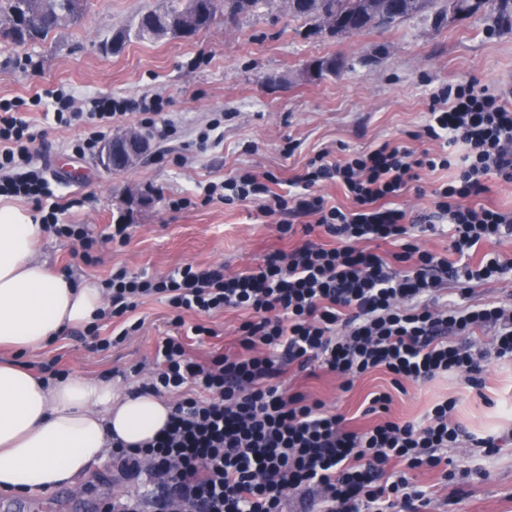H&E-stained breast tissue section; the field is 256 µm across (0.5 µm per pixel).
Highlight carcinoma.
Listing matches in <instances>:
<instances>
[{"label": "carcinoma", "mask_w": 512, "mask_h": 512, "mask_svg": "<svg viewBox=\"0 0 512 512\" xmlns=\"http://www.w3.org/2000/svg\"><path fill=\"white\" fill-rule=\"evenodd\" d=\"M271 0H168V4L140 15L128 28L112 37V48L131 39L146 40L167 35L196 34L211 27L218 12L233 18L250 14ZM288 14L312 21L320 29L329 22L330 31L348 30L362 34L373 28H389L426 10L431 0H381L386 18L377 22L378 7L367 0H282ZM87 0H0V38L14 43L42 38L58 27L74 21ZM462 15L483 13L493 25L512 19V0H455Z\"/></svg>", "instance_id": "cac0c4a2"}]
</instances>
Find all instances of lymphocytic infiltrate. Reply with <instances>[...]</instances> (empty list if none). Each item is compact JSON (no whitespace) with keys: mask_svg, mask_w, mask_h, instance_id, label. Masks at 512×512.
<instances>
[{"mask_svg":"<svg viewBox=\"0 0 512 512\" xmlns=\"http://www.w3.org/2000/svg\"><path fill=\"white\" fill-rule=\"evenodd\" d=\"M133 108L143 127L174 136L158 100L126 104L108 96L90 100L89 111L62 90L29 99H0V197L33 201L48 233L75 240L83 251L95 241L82 224L65 220L68 204L53 201L43 168L35 164L36 137L28 113L49 110L60 127L78 126L72 145L78 157L95 154L112 122ZM428 142L461 146L459 156L417 150L383 141L342 159L329 151L312 157L295 176L292 192L279 193V178L240 169L200 193L170 200L171 208L194 206L196 198L232 205L258 203L277 217L279 236L295 238L285 251L235 274L220 267L184 265L163 277L113 271L104 286L112 317L122 327L110 338L87 333L105 350L137 333L129 321L141 301L161 296L176 325L183 313L211 314L235 309L247 314L239 328L241 355L200 361L188 357L178 336L156 348V370L143 391L173 394L177 400L168 427L139 448L113 442L112 457L130 474L149 471L145 495L106 503L107 512H283L287 493L315 494L328 512H420L429 502L413 470L434 469L442 449L460 441L495 447L491 438H473L455 418V400L436 404L425 422L387 419L391 396L373 394L367 413L379 422L354 431L341 414L300 392L283 388L286 367L304 372L312 364L344 378L346 384L373 371L404 382H428L456 371L471 376L489 360L512 358V303L482 306L448 304V282L485 281L512 272V254L491 252L470 263L473 248L512 238V210L483 203L488 175L512 180V93L488 91L477 81L434 93L425 124L417 133ZM454 169L433 189L431 219L447 222L452 253L421 249L411 239L406 213L394 207L423 170ZM344 189L350 208L328 205L319 189ZM334 238V246L323 237ZM399 244L385 256L378 244ZM451 253V254H452ZM493 328L490 344L474 337Z\"/></svg>","mask_w":512,"mask_h":512,"instance_id":"obj_1","label":"lymphocytic infiltrate"}]
</instances>
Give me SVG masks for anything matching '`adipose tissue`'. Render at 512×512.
Here are the masks:
<instances>
[{"mask_svg": "<svg viewBox=\"0 0 512 512\" xmlns=\"http://www.w3.org/2000/svg\"><path fill=\"white\" fill-rule=\"evenodd\" d=\"M39 215L0 206V348L36 352L105 307V289L52 272L35 254ZM172 403L124 395L111 382L69 376L44 381L23 365L0 362V489L53 490L86 474L113 440L135 448L168 424Z\"/></svg>", "mask_w": 512, "mask_h": 512, "instance_id": "1", "label": "adipose tissue"}]
</instances>
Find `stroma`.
<instances>
[{
	"mask_svg": "<svg viewBox=\"0 0 512 512\" xmlns=\"http://www.w3.org/2000/svg\"><path fill=\"white\" fill-rule=\"evenodd\" d=\"M161 5L162 0H88L79 23L20 45H0L2 99L42 96L56 88L72 94L79 107L100 93L128 101L147 96L178 127L169 138L152 135L141 160L113 173L95 158L73 156L69 146L78 127L62 128L42 112L30 113L56 200H86L66 219L87 225L95 238L93 263H85L82 248L67 239L47 237L40 246L49 266L78 281H104L118 267L161 276L187 263L228 273L260 263L292 242L279 238L274 219L262 216L255 204L213 200L175 210L169 199L239 168L271 170L285 180L326 148L340 159L385 140L410 144L432 94L451 84L476 80L495 90L512 88V28L488 29L477 15L445 16L436 23L446 0H433L425 12L391 29L359 35L316 31L314 23L291 17L272 0L235 22L216 18L190 38L131 41L119 52L104 51V43L138 14ZM327 56L340 59L341 68L310 78L309 63ZM217 112L224 115V136L200 149L197 136ZM116 224L129 227L125 245L108 238ZM136 315L143 320L141 330L118 347L91 349L81 325L17 361L35 374L52 363L67 374L109 379L131 392L152 369L163 338L184 337L188 354L199 359L230 354L238 350L236 329L246 318L242 311H224L205 321L212 335L197 337L186 328L198 316L185 315L184 326H176L164 299H146ZM480 379L481 388L474 389L464 374H444L405 383L398 391L387 374L373 372L346 391L336 375L319 367L310 375L289 369L282 376L284 387L323 400L355 430L377 420L365 412L372 392L389 391L388 416L402 422L421 421L437 402L456 399L459 422L477 436L496 437L497 445L460 444L449 449L447 467L417 472V483L434 495L425 512H512V360H491ZM144 481L107 457L75 486L45 497L55 503L50 512H80V504L97 507Z\"/></svg>",
	"mask_w": 512,
	"mask_h": 512,
	"instance_id": "obj_1",
	"label": "stroma"
}]
</instances>
